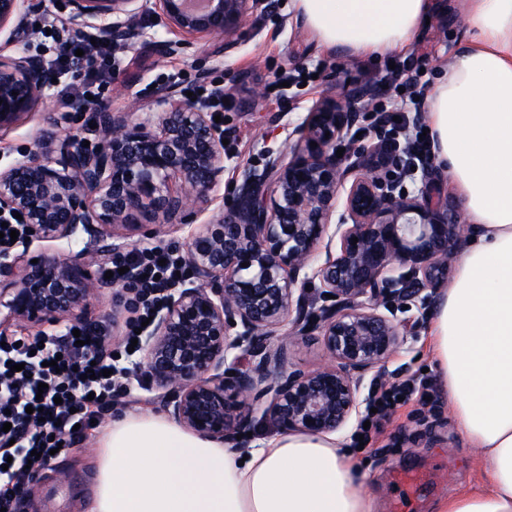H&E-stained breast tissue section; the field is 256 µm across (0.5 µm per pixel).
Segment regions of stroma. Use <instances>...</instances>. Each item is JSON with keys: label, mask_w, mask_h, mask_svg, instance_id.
<instances>
[{"label": "stroma", "mask_w": 512, "mask_h": 512, "mask_svg": "<svg viewBox=\"0 0 512 512\" xmlns=\"http://www.w3.org/2000/svg\"><path fill=\"white\" fill-rule=\"evenodd\" d=\"M132 24L140 35L114 65L112 81L103 90L105 104L112 113L134 119L151 111L152 85L171 86L179 93L200 82L223 86L234 103L223 112L220 128L237 139L235 151L223 157L224 178L217 188L228 203L243 181L244 167L260 171L271 158L287 153L289 127L301 122L314 102L374 88L375 74L407 58L420 69L421 81L434 87L467 39L465 19L442 9L421 27L407 51L351 57L324 48L280 0L258 22L243 23L225 38L174 31L154 0H144ZM282 70L306 75L307 81L277 88L275 76ZM257 86L265 93L255 100L251 91ZM47 113L59 131L101 142L102 132L93 126L95 109L68 111L52 83L40 109L0 135V170L33 149ZM433 311L430 305L397 303L394 317L407 324V339L385 364L387 381L426 378L429 400L398 408L365 450L352 453L364 465L377 512H436L438 503L479 479L478 453L458 432L449 399L440 389L430 344ZM138 316L132 305L119 302L113 288L88 307L86 322H111L112 350L126 375L111 406L100 414L99 429L66 449L27 485L22 512H87L103 428L126 411L163 413L154 387L137 375L140 354L125 350Z\"/></svg>", "instance_id": "35a3bbf8"}]
</instances>
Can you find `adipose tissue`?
<instances>
[{
  "label": "adipose tissue",
  "mask_w": 512,
  "mask_h": 512,
  "mask_svg": "<svg viewBox=\"0 0 512 512\" xmlns=\"http://www.w3.org/2000/svg\"><path fill=\"white\" fill-rule=\"evenodd\" d=\"M328 48H407L435 0H292ZM468 40L431 93L427 123L473 242L434 314L432 350L452 417L480 452L478 485L439 512H512V0H455ZM89 512H374L333 433L283 432L244 453L153 413L116 415Z\"/></svg>",
  "instance_id": "ef3b65f1"
}]
</instances>
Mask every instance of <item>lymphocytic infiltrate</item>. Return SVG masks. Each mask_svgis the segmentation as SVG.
<instances>
[{
	"label": "lymphocytic infiltrate",
	"mask_w": 512,
	"mask_h": 512,
	"mask_svg": "<svg viewBox=\"0 0 512 512\" xmlns=\"http://www.w3.org/2000/svg\"><path fill=\"white\" fill-rule=\"evenodd\" d=\"M62 83L60 96L77 112L102 103V88L112 78V50L104 41L63 42L55 58ZM82 67L87 78L75 88L65 78ZM423 90L400 99L377 102L372 108L373 126L382 128L390 153L400 158L398 177H405L410 163L433 158L430 140L424 139L419 114ZM113 283L138 288L141 319L152 317L167 289L178 285L187 266L176 249L145 247L108 263ZM112 363V331L106 322L65 328L31 340L7 339L0 344V512H18L27 483L51 460V449L81 441L111 404L115 392L107 375ZM427 384L406 379L374 395L364 417L370 426L364 436L378 431L382 420L400 403L425 398ZM39 458H32V451Z\"/></svg>",
	"instance_id": "f902f5d3"
}]
</instances>
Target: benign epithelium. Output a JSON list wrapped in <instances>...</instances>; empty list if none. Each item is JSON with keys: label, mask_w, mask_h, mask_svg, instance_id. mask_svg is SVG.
I'll use <instances>...</instances> for the list:
<instances>
[{"label": "benign epithelium", "mask_w": 512, "mask_h": 512, "mask_svg": "<svg viewBox=\"0 0 512 512\" xmlns=\"http://www.w3.org/2000/svg\"><path fill=\"white\" fill-rule=\"evenodd\" d=\"M264 2L158 0L177 30L215 36L234 32ZM38 7L39 0H0L7 42L30 36L23 18ZM140 9V0H70L64 29L78 34L108 19L112 46L124 52ZM49 82L42 58L0 54V135L38 107ZM367 96L359 90L349 100L316 102L288 132V158L247 173L227 210L214 195L224 175L223 138L192 100L158 89L153 99L163 111L135 121L103 103V142L90 150L75 134L46 130L0 170V211L20 214L34 230L22 251L0 255V324L80 319L112 287L100 265L125 249L120 230L145 221L177 226L190 275L142 336L138 367L171 416L233 445L258 418L298 433L342 429L360 413L364 376L382 373L404 343L401 325L387 315L392 302L438 287L469 234L459 212L429 201L430 164L411 193L393 174V157L375 163L379 145L336 156V145L352 140ZM213 205L209 221L194 223ZM82 239L84 249L73 251ZM36 241L59 246L33 264ZM322 248L325 261L313 263ZM312 284L333 299L309 306ZM312 336L328 362L315 371L291 367L290 350Z\"/></svg>", "instance_id": "benign-epithelium-1"}]
</instances>
